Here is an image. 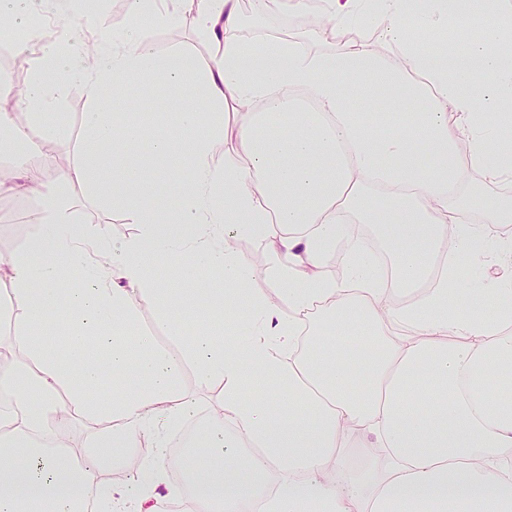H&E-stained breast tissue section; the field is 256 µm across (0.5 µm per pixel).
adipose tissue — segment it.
Segmentation results:
<instances>
[{
  "label": "adipose tissue",
  "mask_w": 512,
  "mask_h": 512,
  "mask_svg": "<svg viewBox=\"0 0 512 512\" xmlns=\"http://www.w3.org/2000/svg\"><path fill=\"white\" fill-rule=\"evenodd\" d=\"M325 2L337 29L378 31L396 62L341 40L325 52L297 40H241L239 0H129L132 26L92 55L69 31L46 41L29 21L61 15L89 25L103 12L96 0H0V17L40 44L22 97L31 123L41 124L74 83L89 104L85 159L60 182L95 184L103 153L120 142L147 141L155 157L171 152L170 135L105 118L142 85L188 90L196 100L178 115L192 177L169 221L159 220L150 173L114 169L112 204L140 232L113 244L111 264L89 260L103 237L76 226L66 202L47 191L43 157L18 173L19 188L43 204L25 252L0 258L22 325L5 346L24 357L0 373V391L13 399L0 428L21 441L0 447V512H76L86 503L94 512H157L162 498L187 503V512H512V402L490 380L512 369V278L483 288L501 310L495 317L470 309L458 286L459 256L512 260V237L492 244L484 231L512 223V202L475 225L450 200L467 169L491 182L512 177V125L503 114L512 103V9L479 0L491 24L448 59L432 57L428 44L463 24L469 0ZM188 15L212 48L203 70L184 50L157 54L141 23L174 26ZM413 71L425 84L410 81ZM351 86L368 103L405 88L418 121L369 131L348 103ZM204 112L210 123L199 135ZM459 135L469 143L464 158L454 148ZM372 184L399 189V207L373 215ZM352 215L380 223L396 280L414 287L433 268V287L400 303L349 235ZM242 238L263 243L270 265L251 266L236 246ZM340 242L346 251L333 276L325 259ZM48 253L78 262L81 287H68ZM152 260L174 272L186 260L237 287L244 307L225 315L228 338L181 320L150 273ZM262 275L280 284V303L251 289ZM156 301L175 348L135 329L139 307ZM51 315L68 330L64 363L44 347ZM313 316L324 324L306 331ZM188 365L200 383L223 382L224 397L179 462L191 484L166 487L165 434L194 407L181 386ZM107 370L113 395L101 399ZM62 386L68 399L57 396ZM82 412L111 425L71 477L67 455L27 437L48 417ZM149 438L157 453L139 461L132 484L117 490L100 481V468L134 458Z\"/></svg>",
  "instance_id": "obj_1"
}]
</instances>
